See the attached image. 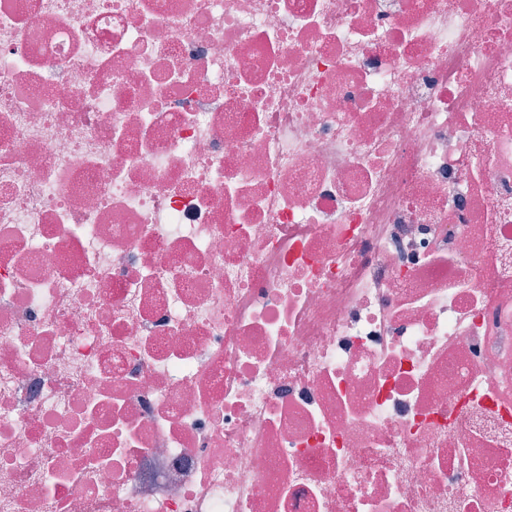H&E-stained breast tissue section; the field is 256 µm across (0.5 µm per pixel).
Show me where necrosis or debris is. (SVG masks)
Here are the masks:
<instances>
[{"label":"necrosis or debris","instance_id":"obj_1","mask_svg":"<svg viewBox=\"0 0 512 512\" xmlns=\"http://www.w3.org/2000/svg\"><path fill=\"white\" fill-rule=\"evenodd\" d=\"M0 512H512V0H0Z\"/></svg>","mask_w":512,"mask_h":512}]
</instances>
